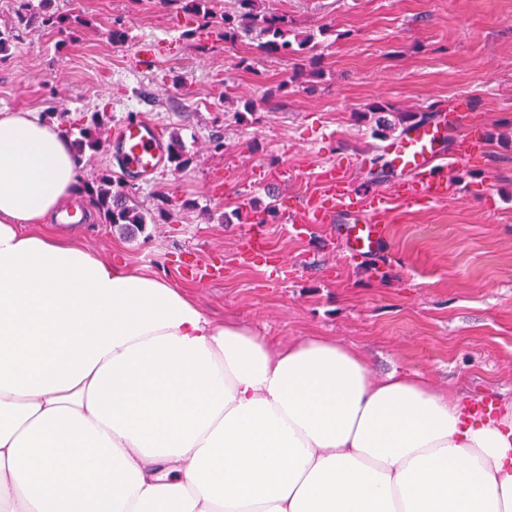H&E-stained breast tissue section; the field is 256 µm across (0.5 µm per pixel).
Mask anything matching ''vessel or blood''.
I'll list each match as a JSON object with an SVG mask.
<instances>
[{
	"label": "vessel or blood",
	"instance_id": "obj_1",
	"mask_svg": "<svg viewBox=\"0 0 512 512\" xmlns=\"http://www.w3.org/2000/svg\"><path fill=\"white\" fill-rule=\"evenodd\" d=\"M437 140V129L416 123L387 144L399 165L413 174L412 179L399 182L394 188L410 203L435 199L448 189V164L441 159ZM113 142L123 167L130 173L145 177L164 163V141L144 122L120 123L113 132ZM319 183L318 195L307 200L302 213L293 215L292 226L327 224L335 214L345 213L349 221L336 226L337 237L354 255L367 257L377 253L389 238L388 196L378 194L361 202L344 175L332 165L322 169Z\"/></svg>",
	"mask_w": 512,
	"mask_h": 512
}]
</instances>
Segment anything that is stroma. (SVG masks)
<instances>
[{
  "mask_svg": "<svg viewBox=\"0 0 512 512\" xmlns=\"http://www.w3.org/2000/svg\"><path fill=\"white\" fill-rule=\"evenodd\" d=\"M55 6L74 18L66 33L36 23L0 54V111L49 123L98 111L105 141L131 115L189 150L183 169L139 183L145 209L177 200L171 216L129 237L85 198L81 246L189 286L214 318L246 322L274 345L330 336L376 376L418 372L472 401L512 400V0H264L297 31L328 28L317 38L321 76L298 80L292 59L255 60L249 39L225 43L217 21L193 30L160 0ZM116 23L126 46L109 38ZM248 103L253 115L234 122ZM376 103L443 127L445 154L476 132L486 147L449 169L444 199H392L390 238L367 259L334 225L296 234L288 219L326 165L366 195L406 179L373 133ZM272 200L276 214L257 223ZM247 225L282 261L279 280L246 258Z\"/></svg>",
  "mask_w": 512,
  "mask_h": 512,
  "instance_id": "obj_1",
  "label": "stroma"
}]
</instances>
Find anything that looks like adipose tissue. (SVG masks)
I'll use <instances>...</instances> for the list:
<instances>
[{"label": "adipose tissue", "instance_id": "1", "mask_svg": "<svg viewBox=\"0 0 512 512\" xmlns=\"http://www.w3.org/2000/svg\"><path fill=\"white\" fill-rule=\"evenodd\" d=\"M82 168L0 111V512H512V401L273 346L80 247L55 223Z\"/></svg>", "mask_w": 512, "mask_h": 512}]
</instances>
